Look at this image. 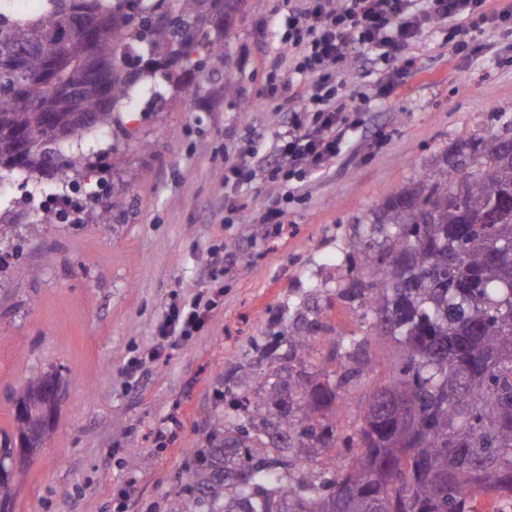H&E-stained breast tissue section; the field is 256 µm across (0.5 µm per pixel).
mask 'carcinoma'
<instances>
[{
	"instance_id": "cac0c4a2",
	"label": "carcinoma",
	"mask_w": 512,
	"mask_h": 512,
	"mask_svg": "<svg viewBox=\"0 0 512 512\" xmlns=\"http://www.w3.org/2000/svg\"><path fill=\"white\" fill-rule=\"evenodd\" d=\"M43 2L20 15L0 0V180L91 176L95 165L75 150L92 130L119 126L125 101L157 74L190 97L204 90L190 75L210 67L224 73V94L236 92L227 48L243 0ZM384 215L352 242L361 287L346 295L396 340L391 375L341 438L327 416L361 374V342L333 341L347 359L336 373L314 359L318 322L282 334L284 355L264 351L272 364L224 380L228 411L192 475L210 512H476L479 492L512 497V253L487 265L491 246L512 238V165L489 151L445 159L392 195ZM48 383L59 398L47 374L15 402L25 448L52 437L55 422L28 399ZM339 441L358 449L350 465L314 469ZM12 453L1 430L0 512H13Z\"/></svg>"
}]
</instances>
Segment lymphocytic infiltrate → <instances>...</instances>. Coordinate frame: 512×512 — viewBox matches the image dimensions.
<instances>
[{"instance_id": "f902f5d3", "label": "lymphocytic infiltrate", "mask_w": 512, "mask_h": 512, "mask_svg": "<svg viewBox=\"0 0 512 512\" xmlns=\"http://www.w3.org/2000/svg\"><path fill=\"white\" fill-rule=\"evenodd\" d=\"M449 22L453 57L469 52L471 32L490 26L512 32V0H303L284 17L290 76L268 96L284 118L272 170H320L341 150L347 103L334 65L350 48L361 55L399 59L433 21ZM214 308L203 295L169 306L159 327L167 342L198 333Z\"/></svg>"}]
</instances>
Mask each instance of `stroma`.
Instances as JSON below:
<instances>
[{
  "label": "stroma",
  "instance_id": "1",
  "mask_svg": "<svg viewBox=\"0 0 512 512\" xmlns=\"http://www.w3.org/2000/svg\"><path fill=\"white\" fill-rule=\"evenodd\" d=\"M287 12L288 0H244L229 47L235 97L213 75L203 97L124 111L126 136L88 139L122 156L103 174L109 207L97 221L17 226L0 276V430L31 377L58 374L61 396L51 440L16 461L14 512H206L190 474L224 414V377L285 325L322 321L317 358L336 370L345 361L332 359L330 335L366 339L339 431L355 429L389 375L394 340L341 295L353 238L458 143L512 124V35L472 32L475 53L452 61L448 25L435 22L404 52L407 85L387 95L390 62L349 51L336 72L357 108L342 150L287 180L260 167L282 130L262 95L285 78ZM232 164L254 179L225 183ZM49 198L2 181L0 217ZM271 208L279 216L264 222ZM200 292L216 303L205 327L149 359L170 304Z\"/></svg>",
  "mask_w": 512,
  "mask_h": 512
}]
</instances>
